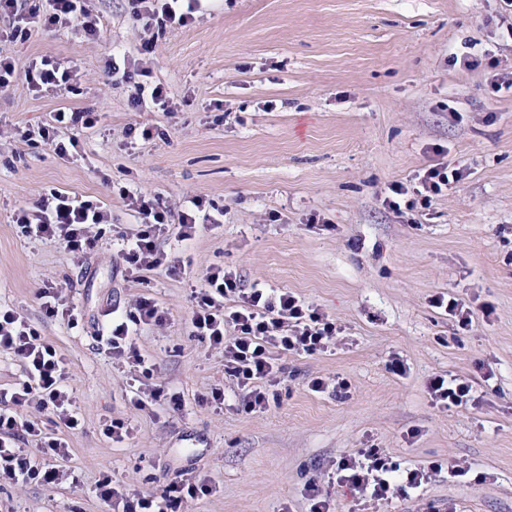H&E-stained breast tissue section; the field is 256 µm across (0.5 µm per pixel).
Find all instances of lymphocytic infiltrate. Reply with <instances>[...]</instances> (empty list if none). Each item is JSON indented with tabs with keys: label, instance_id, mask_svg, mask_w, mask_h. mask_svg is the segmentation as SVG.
Here are the masks:
<instances>
[{
	"label": "lymphocytic infiltrate",
	"instance_id": "obj_1",
	"mask_svg": "<svg viewBox=\"0 0 512 512\" xmlns=\"http://www.w3.org/2000/svg\"><path fill=\"white\" fill-rule=\"evenodd\" d=\"M88 0H0V12L13 18L10 39L27 38L32 29L74 24L85 35L96 36L99 19ZM201 0H132V16L143 27L179 29L195 19ZM120 51H113L106 69L109 75L133 83L132 106L151 105L167 111L166 89L158 84L135 81L133 73L121 67ZM22 73L30 90H72L75 73L51 58L32 62L17 70L9 59L0 58V86L15 73ZM450 181L443 166L428 168L420 184L411 187L392 184L384 204L396 215L414 210L418 203H430ZM140 219V228L127 242L125 260L133 274L159 269L177 272L180 261L157 247L168 225L169 212L158 198L135 189H122ZM14 221L25 237L56 241L73 255L81 256L94 244L89 227L103 224L107 215L101 206L84 196L59 190L40 196L33 207L19 209ZM193 304L189 328L191 337L207 343L224 355V373L236 385L245 412L252 413L280 403L285 381L280 357L284 354L314 355L324 352L335 339V322L311 310L293 293L272 288H245L236 274L215 264L206 273L201 287L192 289ZM166 313L149 298H141L132 309H112L100 335L116 362L139 369L151 377L153 369L135 343L138 328L161 324ZM0 352L10 355L23 367L21 382L0 389V487L39 480L59 484L66 477L62 463L70 454L61 438L46 436L40 424L25 410L37 404L49 422L77 429L79 420L72 393L65 382V361L55 346L14 310L0 307ZM427 388L436 404L446 407L478 405L481 398L468 380L437 375ZM34 440L44 454L42 464H34L21 444ZM436 463L409 467L378 448H361L337 464L335 480L354 493L360 512H371L381 502L392 499L404 488H420L436 471ZM206 479L191 470H182L158 494H129L110 476L97 482V495L113 512H180L184 502L210 493Z\"/></svg>",
	"mask_w": 512,
	"mask_h": 512
}]
</instances>
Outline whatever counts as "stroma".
<instances>
[{
    "label": "stroma",
    "mask_w": 512,
    "mask_h": 512,
    "mask_svg": "<svg viewBox=\"0 0 512 512\" xmlns=\"http://www.w3.org/2000/svg\"><path fill=\"white\" fill-rule=\"evenodd\" d=\"M89 5L94 38L57 26L0 42L17 66L51 56L77 74L73 93L0 87V305L63 354L81 419L67 435V479L0 489V512H105L101 474L146 494L184 469L212 491L182 512H307L312 465L333 512H350L354 496L332 475L341 457L371 446L441 466L376 512H512V0H205L191 26L163 33L137 26L127 0ZM116 47L166 87L171 111L131 106L129 87L105 71ZM84 108L101 120L60 130L78 140L70 158L22 136L57 110ZM131 129L166 136L132 148ZM437 164L461 177L418 223L384 209L390 183ZM123 184L174 212L199 196L224 217L189 241L160 237L185 269L140 282L121 252L137 228L115 192ZM53 189L111 215L84 257L13 222ZM219 261L339 329L323 353L283 356L287 389L261 412L238 406L223 353L187 337L190 287ZM50 283L77 309V326L43 314L38 293ZM438 294L471 310L469 331L432 307ZM144 297L166 321L141 326L136 344L152 383L181 397L161 417L134 407L138 370L97 339L106 311ZM395 356L405 374L388 370ZM442 374L476 382L483 402L435 404L427 382ZM315 378L327 390H310ZM339 382L344 392H333ZM214 388L223 409L208 401ZM113 420L133 426L130 439L106 436Z\"/></svg>",
    "instance_id": "1"
}]
</instances>
